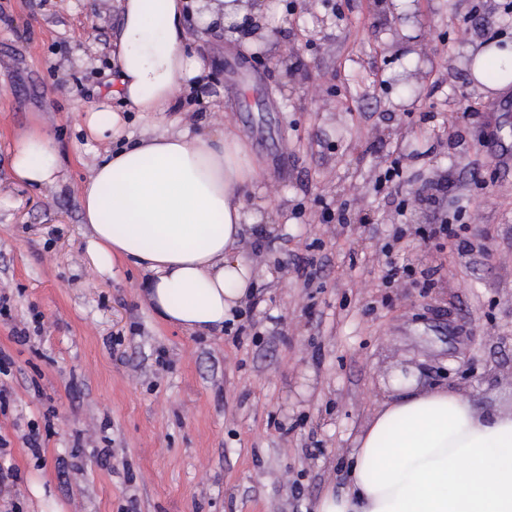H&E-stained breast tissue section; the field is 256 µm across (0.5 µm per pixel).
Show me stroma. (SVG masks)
Masks as SVG:
<instances>
[{
    "mask_svg": "<svg viewBox=\"0 0 512 512\" xmlns=\"http://www.w3.org/2000/svg\"><path fill=\"white\" fill-rule=\"evenodd\" d=\"M507 2L413 0L416 25L382 0H278L274 44L196 39L210 75L179 117L233 124L286 218L244 245L273 277L242 333L196 336L142 302L140 271L99 273L87 251L79 189L104 147L76 101L116 75L118 0H0V464L17 471L0 512H312L395 373L512 408V91L484 97L463 59L512 39ZM36 123L70 157L52 189L11 176ZM396 160L387 197L374 183ZM443 213L481 255L430 237ZM392 265L411 283L389 286Z\"/></svg>",
    "mask_w": 512,
    "mask_h": 512,
    "instance_id": "1",
    "label": "stroma"
}]
</instances>
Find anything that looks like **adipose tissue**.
<instances>
[{"instance_id":"obj_1","label":"adipose tissue","mask_w":512,"mask_h":512,"mask_svg":"<svg viewBox=\"0 0 512 512\" xmlns=\"http://www.w3.org/2000/svg\"><path fill=\"white\" fill-rule=\"evenodd\" d=\"M119 2L118 87L84 102L80 113L91 139L118 144L81 188L88 250L100 271L117 263L141 271L146 301L164 323L208 336L265 276L239 245L271 215L264 202L246 203L264 174L232 125L205 129L170 117L179 92L209 72L188 25L223 26L233 42L251 15L258 39L282 24V12L275 0ZM470 52L479 90L512 86V40L479 42ZM131 112L151 131H129ZM10 153L13 179L36 188L53 187L68 161L41 125L19 135ZM348 476L315 512H512V411L485 410L458 389L395 376L355 440Z\"/></svg>"}]
</instances>
